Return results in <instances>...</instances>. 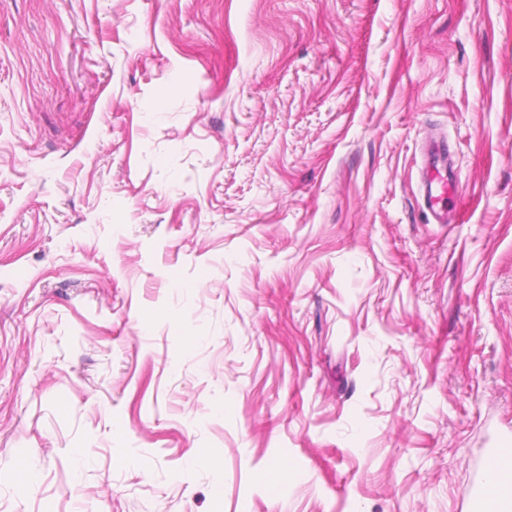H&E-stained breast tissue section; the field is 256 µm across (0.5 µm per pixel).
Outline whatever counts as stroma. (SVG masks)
<instances>
[{"mask_svg": "<svg viewBox=\"0 0 512 512\" xmlns=\"http://www.w3.org/2000/svg\"><path fill=\"white\" fill-rule=\"evenodd\" d=\"M504 438L512 0H0V512H471ZM448 170V154L446 148L431 142L430 149L425 158V170L423 172L424 209L432 217L435 224H459L464 220L463 202L459 197L455 198L453 205L446 206V194L453 192L456 184V174L448 170V178L443 176ZM440 184V192L437 185Z\"/></svg>", "mask_w": 512, "mask_h": 512, "instance_id": "1", "label": "stroma"}]
</instances>
